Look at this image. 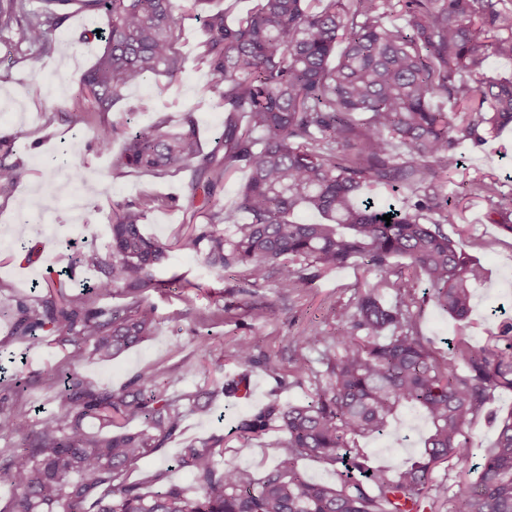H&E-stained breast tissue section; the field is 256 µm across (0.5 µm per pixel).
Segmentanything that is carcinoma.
Instances as JSON below:
<instances>
[{"label": "carcinoma", "instance_id": "1", "mask_svg": "<svg viewBox=\"0 0 512 512\" xmlns=\"http://www.w3.org/2000/svg\"><path fill=\"white\" fill-rule=\"evenodd\" d=\"M205 2L0 0V36L34 66L51 53L50 35L73 5L105 13L107 27L84 34L103 47L80 77L88 117L96 120L94 140L104 151L124 140L117 170L163 178L194 168L189 198L193 203L203 192L197 211L206 219L165 243L145 235L142 224L169 198L116 202L108 241L78 256L80 266L97 272L95 282L72 293V271L64 270L8 314L13 336L36 343L50 332L71 348L61 409L52 417L32 423L15 412L16 395L27 387L21 375L12 378L15 394L0 395V436L22 440L18 448H0V485L16 491L9 512H439L429 502L435 470L467 461L466 428L496 390H512V322L487 345L462 341L441 360L418 334L404 282L388 284L399 294L391 306L371 287L342 316L340 351L319 329L295 339L304 349L325 346L326 378L305 359L290 370L298 380L315 377V393L297 403L271 400L238 425L244 445L271 429L285 434L275 469L258 481L245 468L220 464L224 439L193 443L176 460L192 477V498L167 482V468L155 472L160 488L147 494L127 482L128 470L180 431L181 401L207 417L217 394H248L246 368L257 363L252 343L232 352L244 371L181 397L171 392L180 381L173 371H142L109 388L88 381L82 367L110 362L153 334V292L194 287L181 275L159 276L175 248L203 255L218 275L246 268L252 287L275 277L283 295L352 260L384 270L404 258L427 281L434 303L466 321L488 271L443 230L454 202L443 194L442 178L459 165L460 144L479 145L512 125V76L490 70L495 60L512 62V0H257L233 23L224 11H209L196 63L224 109L223 153H203L192 111L176 124L167 116L136 127L103 121L128 86L152 76L179 81L187 59L177 49L174 12ZM396 15L403 23L392 22ZM439 98L454 111L433 108ZM12 156L11 141L0 139V196L26 175ZM240 168L249 181L227 209L214 191ZM396 183L413 188V204L358 200L368 184ZM468 191L512 234L511 194L484 179L468 183ZM299 210L326 223H300ZM240 211L248 221H238ZM222 224L234 225L233 236H224ZM101 296L117 303L99 306ZM385 331L391 336L378 341ZM404 409L429 425L416 457L394 468L374 465L357 439L388 434ZM133 421L142 426L127 429ZM302 457L333 466L336 483L302 475ZM446 504L448 512H512V415L501 421L476 475L460 477Z\"/></svg>", "mask_w": 512, "mask_h": 512}]
</instances>
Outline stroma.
Listing matches in <instances>:
<instances>
[{"label": "stroma", "mask_w": 512, "mask_h": 512, "mask_svg": "<svg viewBox=\"0 0 512 512\" xmlns=\"http://www.w3.org/2000/svg\"><path fill=\"white\" fill-rule=\"evenodd\" d=\"M105 23L104 13L73 12L52 33L54 49L36 67L0 37V136L11 137L17 158L28 169L26 178L11 195L0 196V310L11 308L20 299H34L33 283L56 278L89 245H103L110 235L106 216L113 202L132 200L144 192L173 198L172 206L149 213L143 224L147 235L164 241L200 221L187 202L190 171L162 179L133 169L120 174L113 164L122 149L121 142H114L108 152L96 148L93 130L83 120L87 104L79 94L78 80L99 50L98 44L84 42V32L89 26ZM178 23L184 31L179 49L189 59L180 82L171 86L165 78L156 77L132 86L123 105L114 108L108 118L134 126L162 115L177 120L184 111H193L203 150L208 153L221 144L224 112L203 94L207 77L193 61L199 18L182 14ZM460 152L463 163L447 178L444 187L445 193L457 197L458 207L452 223L444 230L459 249L477 257L489 271L485 285L475 291L467 322H457L436 307L427 284L413 275L401 259L383 271L357 260L322 273L309 286L284 298L271 281L246 288L244 269L219 276L206 268L202 256L172 252L169 270L185 276L189 288L153 295L159 314L153 336L116 361L85 366L84 375L95 385L117 388L137 372L163 368L181 377L175 393L192 392L208 377L209 366L198 349L201 342H209L214 354L223 356L225 372L234 373L238 366L231 353L238 342L250 339L260 359L259 365L249 370L257 388L246 399L220 398L213 403L210 417L188 413L180 432L157 455L131 467L128 482L140 485L143 492L153 491L150 477L164 461L171 466L169 482L194 493L190 475L176 468L174 462L187 442L214 435L224 438V463L241 466L255 478H263L278 463L285 436L276 430L266 431L252 440L249 452L242 454L234 433L238 422L270 400L288 404L313 393V381L295 380L289 370L300 357L306 358L314 370H322L321 351L297 348L296 336L311 328L327 336L337 335L342 313L354 309L360 293L369 287L380 286L383 302L390 305L395 301L390 282L403 281L418 331L440 358H448L452 346L462 339L476 347L486 345L502 321L512 318V234L489 223L486 203L467 196L464 185L476 178H493L501 183L504 192L512 193V127L480 147L463 143ZM58 154L68 163L85 165L98 191L85 198L77 213L58 210L53 222L47 224L38 205L46 184L42 163ZM259 304L270 309L261 322L250 315L251 308ZM224 305L229 306V314L220 321L209 320V313ZM0 341L9 344L8 350L15 358L14 370L34 381L19 397L18 411L34 421L58 411L55 372L67 364V351L50 336L36 345L11 338L10 325L3 317ZM265 358L280 368L281 377H274L262 367ZM489 410V416L476 419L466 429L473 447L483 450L493 447L498 420L512 415V391H496ZM393 428L394 437L360 441L362 447L370 449L377 464L390 466L410 457L428 431L425 419L408 411L396 417Z\"/></svg>", "instance_id": "35a3bbf8"}]
</instances>
